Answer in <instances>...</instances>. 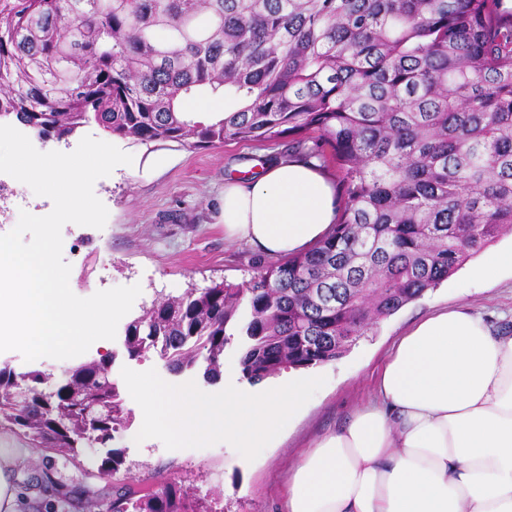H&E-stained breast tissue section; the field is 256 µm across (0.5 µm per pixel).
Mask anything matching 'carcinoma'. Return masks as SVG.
<instances>
[{
	"label": "carcinoma",
	"mask_w": 512,
	"mask_h": 512,
	"mask_svg": "<svg viewBox=\"0 0 512 512\" xmlns=\"http://www.w3.org/2000/svg\"><path fill=\"white\" fill-rule=\"evenodd\" d=\"M499 2L0 0V121L57 142L93 121L145 145L331 148L345 205L324 238L241 286L155 301L126 328L130 358L212 382L234 328L258 384L338 359L512 231V12ZM195 96L224 111H184ZM44 385L40 370L0 367V419L38 448L75 458L85 427L102 445L130 427L108 358ZM73 386L108 409L74 408ZM124 463L114 448L98 471ZM129 479L90 512H200L175 482L142 493Z\"/></svg>",
	"instance_id": "carcinoma-1"
}]
</instances>
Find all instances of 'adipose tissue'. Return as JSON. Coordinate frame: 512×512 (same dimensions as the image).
<instances>
[{
    "label": "adipose tissue",
    "instance_id": "obj_1",
    "mask_svg": "<svg viewBox=\"0 0 512 512\" xmlns=\"http://www.w3.org/2000/svg\"><path fill=\"white\" fill-rule=\"evenodd\" d=\"M316 163L269 161L224 183V236L271 259L335 224ZM286 512H512V333L443 309L400 337L375 398L295 467Z\"/></svg>",
    "mask_w": 512,
    "mask_h": 512
}]
</instances>
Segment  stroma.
<instances>
[{"label":"stroma","mask_w":512,"mask_h":512,"mask_svg":"<svg viewBox=\"0 0 512 512\" xmlns=\"http://www.w3.org/2000/svg\"><path fill=\"white\" fill-rule=\"evenodd\" d=\"M111 139L133 157L132 164L114 168L99 178L94 193L106 206L104 228L65 224L63 252L71 266L69 285L74 294L88 297L117 286L140 285L141 293L129 315L161 296L179 295L187 288L202 289L212 282L244 283L264 262L254 250L224 238L219 222L226 175L250 171L265 156L285 152L287 142L275 145L229 141L214 148H189L174 142L141 145L109 138L97 123H89L62 142L33 139L42 152H72L82 137ZM0 183L14 194L0 201V235L13 230L20 211L37 216L51 212L49 198L35 195L26 184L0 173ZM464 264L448 280L394 315L380 320L339 359L317 366L325 385L303 406L254 461H247L228 443L204 448L166 449L155 438L134 442L143 420L133 399L125 405L131 415L128 431L116 434L112 445L123 449L124 467L141 484L172 481L198 499L204 512H280L289 471L324 435L342 427L372 396L375 379L399 336L426 315L463 307L512 331V272L497 281L474 279ZM110 354L112 378L122 383V368L156 370L175 383L195 381L204 392L223 390L226 380L207 381L202 370L171 373L163 360L150 354L129 359L123 336L107 345L92 344L86 358ZM0 445L27 449L15 472L22 512H89L94 499L112 496V480L97 467L106 451L87 442L80 459L45 452L0 426Z\"/></svg>","instance_id":"1"}]
</instances>
